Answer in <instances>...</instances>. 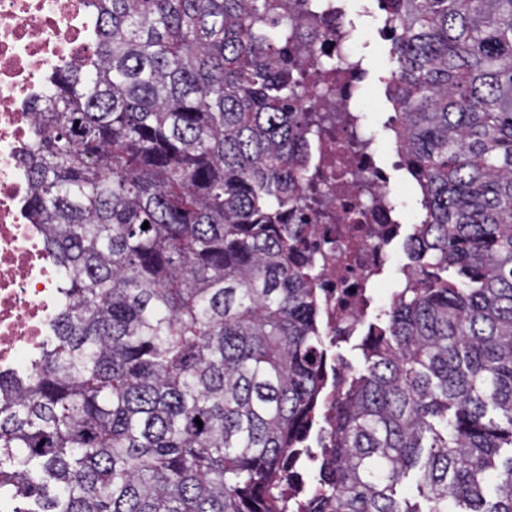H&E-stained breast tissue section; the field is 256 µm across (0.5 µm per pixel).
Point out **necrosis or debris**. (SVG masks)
Masks as SVG:
<instances>
[{
	"instance_id": "4bbe7bcc",
	"label": "necrosis or debris",
	"mask_w": 512,
	"mask_h": 512,
	"mask_svg": "<svg viewBox=\"0 0 512 512\" xmlns=\"http://www.w3.org/2000/svg\"><path fill=\"white\" fill-rule=\"evenodd\" d=\"M386 0H297L293 54L309 86L307 110L329 115L312 134L308 177L319 197L302 219V238L319 273L332 337L360 335L378 307L379 277L401 250L409 275L412 240L379 146L366 131L359 90L367 78L360 28L389 41ZM96 20L88 0H0V372L19 368L59 305L60 275L25 209L30 177L31 110L54 91L51 75L77 62Z\"/></svg>"
}]
</instances>
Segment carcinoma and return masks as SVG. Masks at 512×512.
<instances>
[{
  "instance_id": "cac0c4a2",
  "label": "carcinoma",
  "mask_w": 512,
  "mask_h": 512,
  "mask_svg": "<svg viewBox=\"0 0 512 512\" xmlns=\"http://www.w3.org/2000/svg\"><path fill=\"white\" fill-rule=\"evenodd\" d=\"M90 2L95 46L32 113L27 212L65 278L0 374V512H288L318 417L308 512H512V0H389L424 248L342 389L287 0ZM285 482L288 485L289 494L292 500L302 501L310 493L308 473L306 468L299 462L290 470L285 472Z\"/></svg>"
}]
</instances>
